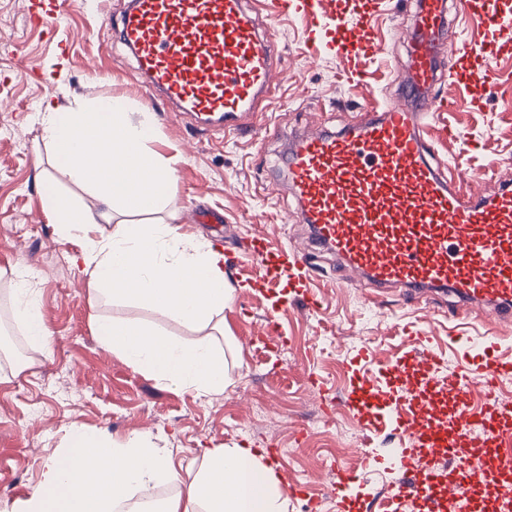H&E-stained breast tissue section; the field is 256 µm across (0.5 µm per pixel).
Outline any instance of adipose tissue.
Listing matches in <instances>:
<instances>
[{"label": "adipose tissue", "mask_w": 512, "mask_h": 512, "mask_svg": "<svg viewBox=\"0 0 512 512\" xmlns=\"http://www.w3.org/2000/svg\"><path fill=\"white\" fill-rule=\"evenodd\" d=\"M36 120L71 179L95 197L91 208L63 195L51 198L60 235L95 224L112 227L109 238L85 240L78 272L92 300L131 299L194 332L176 339L143 321L112 320L98 326L104 345L158 381L199 395L223 392L233 376L213 332L234 290L224 278L223 251L186 238L166 208L175 170L146 146L149 112L98 98L72 112L46 107ZM13 281V306L29 328L30 344L46 353L39 300L23 272ZM161 484L174 489L161 512H288L265 451L207 448L199 467L183 469L148 439L109 441L79 432L46 464L39 486L0 512H119L126 502L151 498Z\"/></svg>", "instance_id": "obj_1"}]
</instances>
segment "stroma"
I'll return each instance as SVG.
<instances>
[{"instance_id":"35a3bbf8","label":"stroma","mask_w":512,"mask_h":512,"mask_svg":"<svg viewBox=\"0 0 512 512\" xmlns=\"http://www.w3.org/2000/svg\"><path fill=\"white\" fill-rule=\"evenodd\" d=\"M127 6L128 0L106 5L60 0L47 29L28 22L26 0H0V323L27 344L26 327L11 300V272L23 269L39 298L51 346L49 357L36 358L22 373L0 353V504L27 496L76 424L107 440L150 438L159 453L185 465L200 464L206 448L277 444L278 474L310 492L306 499L289 498L288 512H334L325 497L334 469L359 476L352 492L360 497L373 475L357 450L355 421L342 405L323 408L312 394L313 384L339 396L363 351L395 359L408 331L431 337L451 369L458 350L449 334L480 336L487 326L475 311L449 315L444 297L428 306L395 291L381 303L367 302L356 289L339 286L336 262L326 253L314 259L322 303L303 309L290 296L275 298L273 289L250 288L256 267L241 256L236 240L250 233L287 241L291 228L281 216L294 202L275 162L291 133L311 121L340 130L354 119L368 87L392 95L407 74L374 65L366 84H347L339 76L340 63L309 59L300 24L271 8L261 14L260 25L275 32L285 66L264 118L266 133L205 135L141 87L110 25ZM96 97L150 112L148 147L159 160L175 164L169 205L179 213L182 233L221 244L224 277L235 290L223 313V338L242 360L234 386L223 393L199 396L159 382L101 342L97 325L113 318L139 319L171 336L189 331L134 302L105 299L91 306L87 284L72 265L84 238L77 233L64 239L58 233L49 199L63 194L90 208L94 196L57 161L35 114L48 104L66 112ZM510 100L512 57H503L495 81L484 90L482 109H470L461 94L448 115L466 142L445 138L440 125H433L436 155L457 161L460 190H467L468 175L480 170L487 179L512 184V112L504 109ZM491 159L498 165L489 172L485 165ZM200 209L223 215L222 235L194 223ZM270 312L286 337L276 349L257 338Z\"/></svg>"}]
</instances>
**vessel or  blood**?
<instances>
[{"label":"vessel or blood","mask_w":512,"mask_h":512,"mask_svg":"<svg viewBox=\"0 0 512 512\" xmlns=\"http://www.w3.org/2000/svg\"><path fill=\"white\" fill-rule=\"evenodd\" d=\"M412 13L393 37L407 48L408 79L391 96L370 91L356 121L335 132L293 135L283 156L288 190L303 225L298 243L240 238L257 261L256 284L286 280L305 309L320 305L313 287L315 252L336 258L341 279L378 302L398 291L418 303L450 299V313L475 309L489 321L512 318V186L457 188L451 164L436 159L429 133L452 109L436 85L460 89L494 78V60L512 54V0H279L301 21L311 59H339L346 81H363L379 48L367 18L381 4ZM259 0H130L117 30L143 85L200 131L247 130L277 87L283 59L261 30ZM475 13L486 37L462 36L454 12ZM416 348L383 363L363 353L344 405L363 439L398 435L380 462L390 491L369 503L350 493L354 474L336 471V512H512L502 488L512 482V399L496 392L512 379L493 336L463 337L454 371L440 375V352ZM454 397L452 414L441 403Z\"/></svg>","instance_id":"vessel-or-blood-1"}]
</instances>
